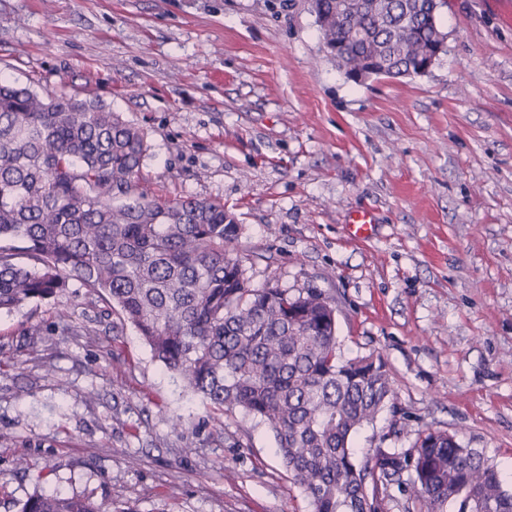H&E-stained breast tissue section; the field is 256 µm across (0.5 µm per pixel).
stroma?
Here are the masks:
<instances>
[{
    "label": "stroma",
    "instance_id": "obj_1",
    "mask_svg": "<svg viewBox=\"0 0 512 512\" xmlns=\"http://www.w3.org/2000/svg\"><path fill=\"white\" fill-rule=\"evenodd\" d=\"M438 24L427 74L359 83L307 0H0V80L121 113L156 198L235 216L251 287L332 300L343 358L381 357L394 388L358 461L446 431L512 492V10L442 0ZM355 210L370 239H351ZM104 307L74 281L0 313V512L41 489L118 512H311L267 427L187 393Z\"/></svg>",
    "mask_w": 512,
    "mask_h": 512
}]
</instances>
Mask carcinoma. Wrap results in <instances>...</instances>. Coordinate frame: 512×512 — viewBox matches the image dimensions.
<instances>
[{
  "label": "carcinoma",
  "mask_w": 512,
  "mask_h": 512,
  "mask_svg": "<svg viewBox=\"0 0 512 512\" xmlns=\"http://www.w3.org/2000/svg\"><path fill=\"white\" fill-rule=\"evenodd\" d=\"M439 0H310L344 70L415 76L447 34ZM145 131L96 100L41 98L0 82V312L64 294L75 280L132 325L153 357L217 411L265 423L313 512H382L413 473L425 512H512V493L474 448L445 431L414 451L352 439L393 400L379 356L344 360L324 294L252 288L233 256L241 226L214 200L150 195L139 173ZM20 512H114L59 491L34 492Z\"/></svg>",
  "instance_id": "cac0c4a2"
}]
</instances>
